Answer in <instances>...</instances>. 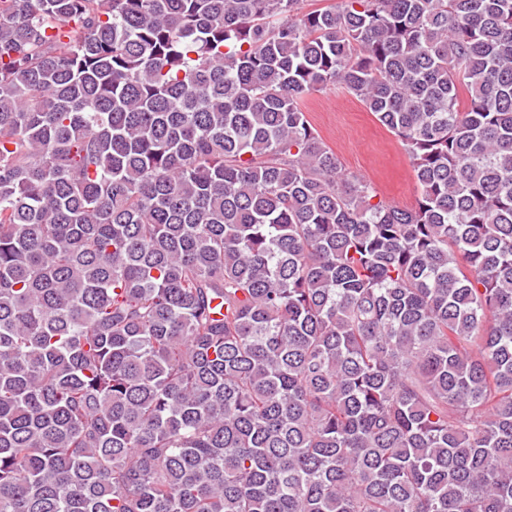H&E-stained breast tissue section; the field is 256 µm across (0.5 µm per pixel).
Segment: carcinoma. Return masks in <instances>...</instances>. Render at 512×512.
I'll return each mask as SVG.
<instances>
[{
  "label": "carcinoma",
  "mask_w": 512,
  "mask_h": 512,
  "mask_svg": "<svg viewBox=\"0 0 512 512\" xmlns=\"http://www.w3.org/2000/svg\"><path fill=\"white\" fill-rule=\"evenodd\" d=\"M300 2L0 0V512H512V0ZM305 111L344 173L370 182L389 204H415L419 190L405 147L357 99L329 86L306 97Z\"/></svg>",
  "instance_id": "1"
}]
</instances>
